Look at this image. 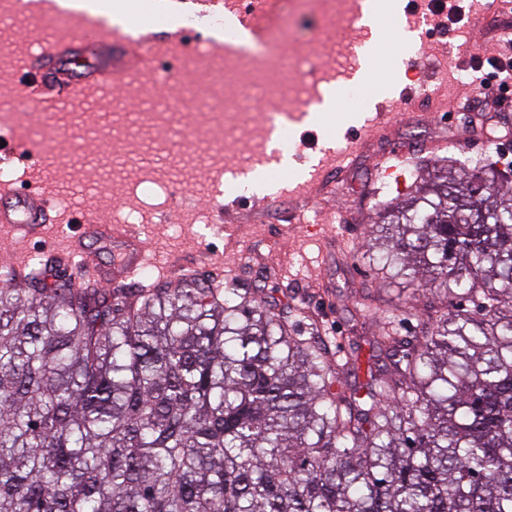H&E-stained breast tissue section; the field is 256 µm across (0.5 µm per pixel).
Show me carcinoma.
<instances>
[{
    "mask_svg": "<svg viewBox=\"0 0 512 512\" xmlns=\"http://www.w3.org/2000/svg\"><path fill=\"white\" fill-rule=\"evenodd\" d=\"M382 225L375 274L454 310L412 336L383 311L364 386L302 307L235 281L11 274L0 512H512V177L443 164Z\"/></svg>",
    "mask_w": 512,
    "mask_h": 512,
    "instance_id": "cac0c4a2",
    "label": "carcinoma"
}]
</instances>
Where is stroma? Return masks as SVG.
<instances>
[{
  "label": "stroma",
  "instance_id": "35a3bbf8",
  "mask_svg": "<svg viewBox=\"0 0 512 512\" xmlns=\"http://www.w3.org/2000/svg\"><path fill=\"white\" fill-rule=\"evenodd\" d=\"M296 9L294 0H282L269 31L280 49L302 55L311 33L293 22ZM508 26L512 16L502 15L488 0L481 11L449 24L447 34L433 35L426 45L416 41L406 46L395 32H387L370 62L371 77L359 93L344 94L334 111L310 124L308 101L322 99L325 90L336 85L358 35L352 26L322 33L323 55L317 67L300 78L304 105L287 121V147L303 171L346 139H364L363 149L342 167L326 172L311 193L279 196L281 183L295 176L274 168L266 192L224 194L216 203L193 208L188 223L173 225L159 221L165 185L180 183L191 190L224 181L225 165L252 158L255 139L244 137L185 167L180 163L181 146L174 142L161 149L155 131L134 130L125 140L114 138L113 114L125 110L122 99L79 96L40 107L22 91L23 66L38 42L61 36L64 30L38 13L5 15L0 19V50L8 60L0 65V110L14 113L18 120L13 131L0 136L15 152L10 182L23 193L45 181L63 207L60 223L42 232L23 224L0 229V264L16 266L21 255L59 257L64 240L82 221L108 217L121 224L134 214L139 221L130 230L146 245L149 263L135 280L112 282L113 292L134 293L186 272L203 280L239 278L263 295L304 305L337 357L357 351L356 380L366 383L373 363L370 341L382 326V305H411L424 312L438 304L435 293L402 284L378 291L363 248L378 212L410 192L422 166L455 158L457 151L491 157L502 171L512 167V112H477L461 127L448 121L449 114L476 97L461 79L470 70L473 54L496 49ZM422 84L432 94L411 107L406 94ZM377 92L390 118L382 131L369 135L365 118ZM230 203L236 206L233 233L207 236L206 225L218 223ZM312 209L321 212L322 223H306Z\"/></svg>",
  "mask_w": 512,
  "mask_h": 512
}]
</instances>
